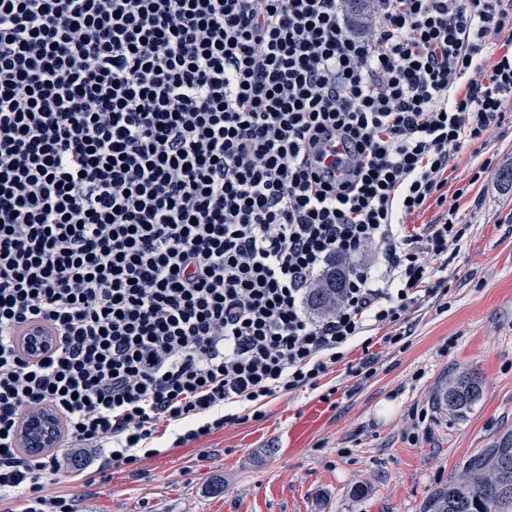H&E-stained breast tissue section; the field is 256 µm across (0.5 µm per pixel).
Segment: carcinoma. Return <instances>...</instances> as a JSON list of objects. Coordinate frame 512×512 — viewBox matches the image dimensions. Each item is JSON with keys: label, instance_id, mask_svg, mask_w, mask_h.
I'll return each mask as SVG.
<instances>
[{"label": "carcinoma", "instance_id": "1", "mask_svg": "<svg viewBox=\"0 0 512 512\" xmlns=\"http://www.w3.org/2000/svg\"><path fill=\"white\" fill-rule=\"evenodd\" d=\"M355 29L364 33L370 27L372 14L369 2L351 3ZM344 279L343 264L337 263L324 275L310 293L312 307L322 312L331 309L340 295ZM482 388L473 378L463 377L440 388L436 404L462 414L481 397ZM512 460V448H494L473 458L461 480H448L429 504V512H512V464L499 467L500 460Z\"/></svg>", "mask_w": 512, "mask_h": 512}]
</instances>
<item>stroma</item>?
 <instances>
[{
  "label": "stroma",
  "instance_id": "obj_1",
  "mask_svg": "<svg viewBox=\"0 0 512 512\" xmlns=\"http://www.w3.org/2000/svg\"><path fill=\"white\" fill-rule=\"evenodd\" d=\"M493 171L472 175L484 162ZM512 110L481 142L463 145L448 192L469 229L435 280L433 297L408 314L405 351L380 343L377 376L359 383L338 364L324 379L331 402L308 388L278 395L265 417L173 447L167 454L106 467L100 451L57 444L62 468L48 490L74 512H428L470 460L512 444ZM481 384L465 413L438 409L433 395L463 374ZM427 410L424 423L415 411Z\"/></svg>",
  "mask_w": 512,
  "mask_h": 512
}]
</instances>
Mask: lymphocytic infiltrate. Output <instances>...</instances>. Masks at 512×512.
<instances>
[{
  "label": "lymphocytic infiltrate",
  "instance_id": "f902f5d3",
  "mask_svg": "<svg viewBox=\"0 0 512 512\" xmlns=\"http://www.w3.org/2000/svg\"><path fill=\"white\" fill-rule=\"evenodd\" d=\"M373 5L359 34L345 0H0V491L21 512H72L44 492L60 460L21 444L29 413L127 466L161 426L180 447L263 418L353 346L371 380L373 330L401 345L467 231L453 153L512 100V0ZM344 279V268L342 263H335L331 272L324 275L310 293L312 307L321 312L331 309L337 302L340 295V288Z\"/></svg>",
  "mask_w": 512,
  "mask_h": 512
}]
</instances>
